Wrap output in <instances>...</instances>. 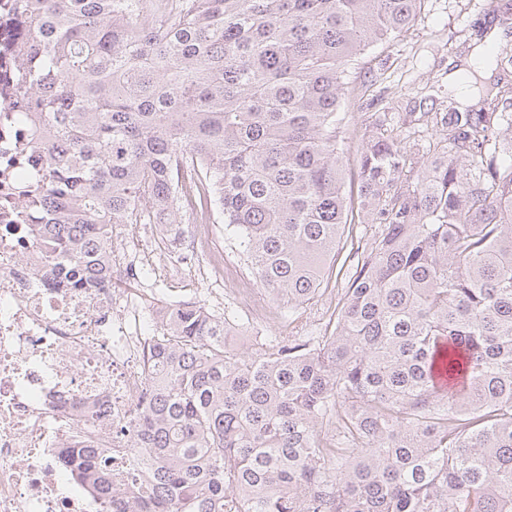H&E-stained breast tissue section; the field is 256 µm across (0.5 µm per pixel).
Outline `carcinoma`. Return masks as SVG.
Here are the masks:
<instances>
[{
    "instance_id": "cac0c4a2",
    "label": "carcinoma",
    "mask_w": 512,
    "mask_h": 512,
    "mask_svg": "<svg viewBox=\"0 0 512 512\" xmlns=\"http://www.w3.org/2000/svg\"><path fill=\"white\" fill-rule=\"evenodd\" d=\"M15 0V193L50 279L112 287L115 224L174 230L189 157L288 316L354 229L342 175L350 64L424 0ZM459 110L375 119L358 165L377 231L328 335L224 341L232 314L170 306L130 447L63 462L118 512H512V55Z\"/></svg>"
}]
</instances>
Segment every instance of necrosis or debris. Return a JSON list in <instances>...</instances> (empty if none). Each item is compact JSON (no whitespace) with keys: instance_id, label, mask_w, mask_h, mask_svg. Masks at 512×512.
<instances>
[{"instance_id":"necrosis-or-debris-1","label":"necrosis or debris","mask_w":512,"mask_h":512,"mask_svg":"<svg viewBox=\"0 0 512 512\" xmlns=\"http://www.w3.org/2000/svg\"><path fill=\"white\" fill-rule=\"evenodd\" d=\"M26 130L0 113V512H110L72 481L63 448H93L112 457V480L127 482L128 435L146 380L152 337L143 335L141 297L118 289L91 293L46 281V263L21 221L15 193L3 184L16 167L14 147ZM180 198L191 235L161 237V250L140 246L125 225L112 229V270L138 278L164 261L199 271L253 329L270 322L257 288L224 270L204 181L184 166Z\"/></svg>"}]
</instances>
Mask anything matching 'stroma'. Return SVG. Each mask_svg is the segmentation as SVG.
<instances>
[{
  "mask_svg": "<svg viewBox=\"0 0 512 512\" xmlns=\"http://www.w3.org/2000/svg\"><path fill=\"white\" fill-rule=\"evenodd\" d=\"M489 0H424L422 10L413 26L403 35L376 46L353 66L350 79L356 95L344 107L346 113V151L343 158V177L350 196H357L359 169L357 158L372 120L367 103L376 89L385 87L400 90L401 95L388 106L389 112H427L445 108L448 104V73L464 65L470 50L477 46L475 34L492 19ZM346 281L336 272H329L323 295L304 305L296 316L278 313L275 323L265 333L279 338L305 334L323 335L328 308ZM118 288L132 292L150 289L156 303L168 302L176 289H198L199 303L223 313V305L213 303L208 283L186 278L159 279L151 270H144L139 279L121 280Z\"/></svg>",
  "mask_w": 512,
  "mask_h": 512,
  "instance_id": "obj_1",
  "label": "stroma"
}]
</instances>
